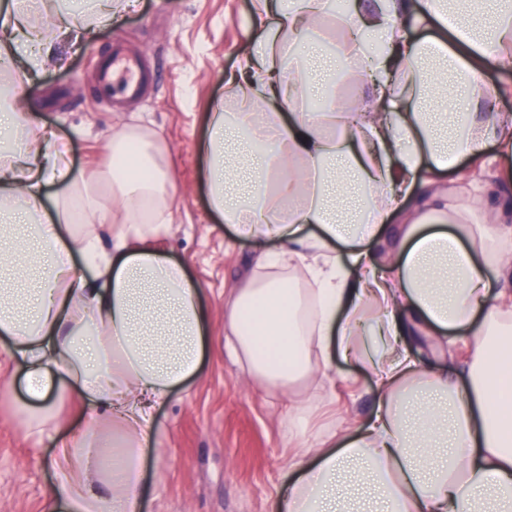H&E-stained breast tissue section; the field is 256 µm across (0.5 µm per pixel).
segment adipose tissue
<instances>
[{
    "label": "adipose tissue",
    "instance_id": "obj_1",
    "mask_svg": "<svg viewBox=\"0 0 512 512\" xmlns=\"http://www.w3.org/2000/svg\"><path fill=\"white\" fill-rule=\"evenodd\" d=\"M40 0L0 8V70L45 59L18 36ZM485 17L484 0H373L363 16L333 18L331 0H262L268 25L240 54L199 151L212 210L241 236L279 240L256 256L257 274L224 299V350L247 380L287 397L288 434L310 430L306 404L329 392L332 360L364 363L379 409L339 436L296 448L279 512H512V227L488 208L462 221L440 173L460 159L496 168V193L512 195V114L485 111L489 66L512 71V0ZM110 0H54L42 43L110 20ZM431 29L411 40L407 19ZM382 50L366 69L379 80L368 100L336 91V74L362 59L359 34ZM456 98L459 111L437 112ZM0 336L27 369L28 394L90 401L85 428L59 444L46 512H138L142 485L129 461L153 432V409L199 369L201 290L146 240L169 216V173L149 133L116 126L108 144L158 157L153 178L100 172L75 177L69 149L15 110L0 111ZM498 152L490 156L488 145ZM61 187L54 204L45 190ZM125 219L111 251L65 239L72 214ZM395 215L404 221L390 259L369 245ZM314 235H305L306 227ZM95 268L87 279L72 253ZM308 287H300V280ZM377 315L363 325L362 310ZM459 333L463 354L423 367L406 339L430 347ZM117 433L104 449L100 418ZM111 453L124 475L101 463Z\"/></svg>",
    "mask_w": 512,
    "mask_h": 512
}]
</instances>
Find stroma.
I'll return each mask as SVG.
<instances>
[{
	"instance_id": "obj_1",
	"label": "stroma",
	"mask_w": 512,
	"mask_h": 512,
	"mask_svg": "<svg viewBox=\"0 0 512 512\" xmlns=\"http://www.w3.org/2000/svg\"><path fill=\"white\" fill-rule=\"evenodd\" d=\"M118 33L153 75L138 100L116 102L101 93L97 61L111 54ZM256 33L254 0H134L78 42L51 44L39 71L17 67L0 75L9 89L25 91L35 122L68 142L77 177L108 167L105 145L119 123L154 134L165 153L173 222L147 244L199 285L206 332L197 375L155 409L154 432L142 449L139 512H275L288 477L287 400L245 380L224 353V296L252 275L257 244L213 213L198 151L208 116L224 96V77ZM483 180L465 159L444 180L449 200L466 203L472 224L484 218L485 201L475 190ZM333 378L335 400L310 405L313 425L324 434L364 421L378 404L364 366L336 361ZM33 405L26 372L1 337L0 512H44L56 442L85 424V406L65 398L53 425L31 434Z\"/></svg>"
}]
</instances>
